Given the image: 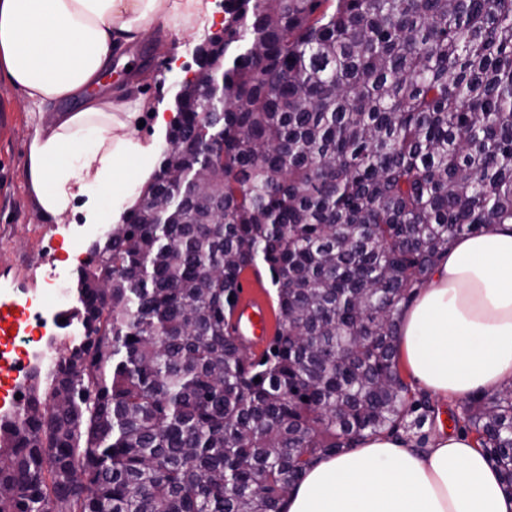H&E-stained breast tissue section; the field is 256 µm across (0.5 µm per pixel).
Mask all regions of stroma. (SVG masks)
Wrapping results in <instances>:
<instances>
[{
	"instance_id": "1",
	"label": "stroma",
	"mask_w": 512,
	"mask_h": 512,
	"mask_svg": "<svg viewBox=\"0 0 512 512\" xmlns=\"http://www.w3.org/2000/svg\"><path fill=\"white\" fill-rule=\"evenodd\" d=\"M207 33L171 35L166 43H141L134 56L142 71L139 92L152 105L174 109L175 74L168 72L170 61L194 65L195 48L206 42ZM56 118L55 113L28 112L21 91L0 81V300L8 302L23 292L40 287L50 264L64 257L61 246L75 242L78 262L69 266L68 290H76L78 267L90 258L92 244L106 227L98 206L78 200L67 223L56 224L40 217L34 195L24 177L29 144L41 125ZM239 304L260 303L266 310L265 331L247 336L253 358H260L275 334V289L268 269L246 270L241 276Z\"/></svg>"
}]
</instances>
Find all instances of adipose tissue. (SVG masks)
I'll use <instances>...</instances> for the list:
<instances>
[{
	"label": "adipose tissue",
	"mask_w": 512,
	"mask_h": 512,
	"mask_svg": "<svg viewBox=\"0 0 512 512\" xmlns=\"http://www.w3.org/2000/svg\"><path fill=\"white\" fill-rule=\"evenodd\" d=\"M214 22L207 0H0V78L21 90L29 111L57 115L31 140L24 172L42 215L66 223L84 198L118 223L165 146L168 115L156 107V135L142 141L138 77L111 92L102 78L116 53ZM399 347L410 372L439 396L512 381V224L449 246L402 315ZM285 510L512 512V497L468 436L441 435L420 454L380 434L314 463Z\"/></svg>",
	"instance_id": "adipose-tissue-1"
}]
</instances>
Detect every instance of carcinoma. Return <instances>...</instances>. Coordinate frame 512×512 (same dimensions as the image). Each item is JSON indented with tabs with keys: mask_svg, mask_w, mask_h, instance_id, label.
Masks as SVG:
<instances>
[{
	"mask_svg": "<svg viewBox=\"0 0 512 512\" xmlns=\"http://www.w3.org/2000/svg\"><path fill=\"white\" fill-rule=\"evenodd\" d=\"M511 223L512 0H224L79 269L83 336L0 414V512H282L317 459L435 414L399 373L402 312L451 241ZM260 264L254 361L232 318ZM449 418L512 495V385ZM260 273L256 275L253 269H247L241 276L242 288L239 293L236 308L239 309L250 301H257L266 310V330L262 333L255 330V336L242 331L245 340L252 347L250 355L258 360L270 345L275 334V289L271 284V275L264 266H259Z\"/></svg>",
	"mask_w": 512,
	"mask_h": 512,
	"instance_id": "obj_1",
	"label": "carcinoma"
}]
</instances>
